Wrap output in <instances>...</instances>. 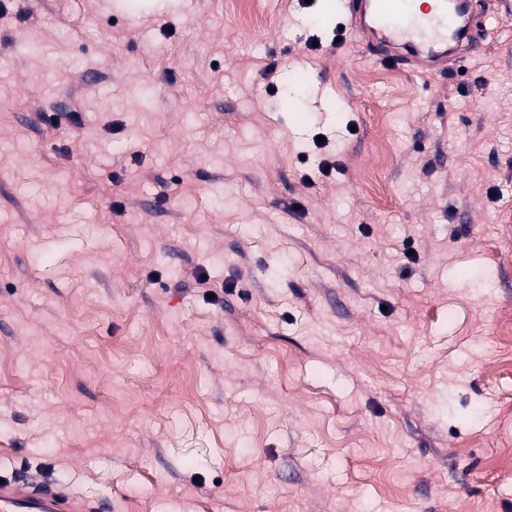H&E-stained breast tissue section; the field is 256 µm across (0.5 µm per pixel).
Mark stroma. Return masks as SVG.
Wrapping results in <instances>:
<instances>
[{"instance_id": "1", "label": "stroma", "mask_w": 512, "mask_h": 512, "mask_svg": "<svg viewBox=\"0 0 512 512\" xmlns=\"http://www.w3.org/2000/svg\"><path fill=\"white\" fill-rule=\"evenodd\" d=\"M344 3L0 0V475L512 512V0L435 78Z\"/></svg>"}]
</instances>
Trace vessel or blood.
I'll return each instance as SVG.
<instances>
[{"label":"vessel or blood","instance_id":"vessel-or-blood-1","mask_svg":"<svg viewBox=\"0 0 512 512\" xmlns=\"http://www.w3.org/2000/svg\"><path fill=\"white\" fill-rule=\"evenodd\" d=\"M414 0H346L349 28L378 60L415 74L454 72L477 53L474 37L483 0H434L427 15L413 13ZM108 496H90L23 474L0 479V512H112Z\"/></svg>","mask_w":512,"mask_h":512}]
</instances>
